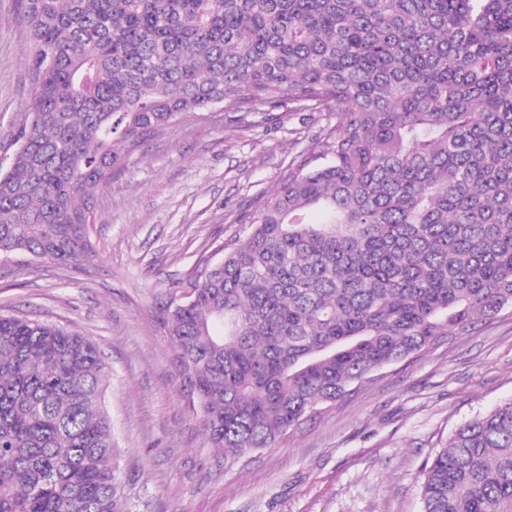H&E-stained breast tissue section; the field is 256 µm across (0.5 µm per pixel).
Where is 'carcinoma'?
<instances>
[{
  "mask_svg": "<svg viewBox=\"0 0 512 512\" xmlns=\"http://www.w3.org/2000/svg\"><path fill=\"white\" fill-rule=\"evenodd\" d=\"M32 84L0 255L78 269L99 191L185 117L334 112L318 158L162 306L213 463L512 310V0H22ZM94 343L0 315V512H123ZM424 512H512V399L423 470Z\"/></svg>",
  "mask_w": 512,
  "mask_h": 512,
  "instance_id": "obj_1",
  "label": "carcinoma"
}]
</instances>
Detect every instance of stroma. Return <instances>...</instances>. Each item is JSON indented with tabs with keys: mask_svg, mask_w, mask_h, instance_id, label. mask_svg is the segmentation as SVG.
Here are the masks:
<instances>
[{
	"mask_svg": "<svg viewBox=\"0 0 512 512\" xmlns=\"http://www.w3.org/2000/svg\"><path fill=\"white\" fill-rule=\"evenodd\" d=\"M20 0H0V160L31 94ZM336 126L287 107L183 119L98 195L82 269L0 257V314L85 336L107 364L105 406L126 512H423L422 468L461 424L512 399V315L371 374L331 408L204 480L209 456L181 391L161 306Z\"/></svg>",
	"mask_w": 512,
	"mask_h": 512,
	"instance_id": "stroma-1",
	"label": "stroma"
}]
</instances>
